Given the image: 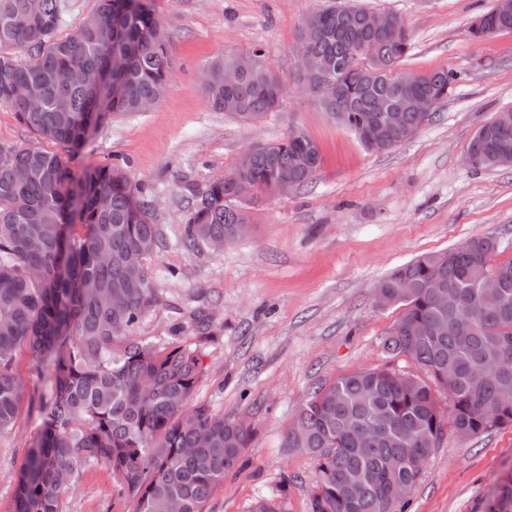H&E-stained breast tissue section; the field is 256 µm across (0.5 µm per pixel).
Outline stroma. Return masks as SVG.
I'll return each mask as SVG.
<instances>
[{
    "mask_svg": "<svg viewBox=\"0 0 512 512\" xmlns=\"http://www.w3.org/2000/svg\"><path fill=\"white\" fill-rule=\"evenodd\" d=\"M336 0H151L166 34L171 80L152 110L113 116L68 165L75 172L118 164L139 185L163 245L147 265L159 305L138 324L150 341L181 325L205 368L196 401L252 426L247 464L216 487L211 512H248L255 500L308 512L317 461L283 447L297 407L314 387L361 369L414 371L383 341L400 315L377 309L373 291L415 257L481 236L512 258V167L475 169L463 160L472 135L512 109V31L478 39L471 23L495 0H352L400 18L411 50L400 67L458 75L415 136L384 153L318 106L297 65L305 20ZM257 50L283 87L280 105L245 123L213 111L200 74L220 54ZM317 144L322 164L303 188L243 201L246 237L223 250L186 248L184 186L233 171L253 142L290 129ZM212 316L198 335L192 316ZM16 374L24 397L13 431L0 437V512H11L17 478L39 433L46 380L28 356ZM512 473V426L463 438L445 430L403 512H486L499 479ZM289 485H282V477ZM110 473L84 471L63 512H130Z\"/></svg>",
    "mask_w": 512,
    "mask_h": 512,
    "instance_id": "1",
    "label": "stroma"
}]
</instances>
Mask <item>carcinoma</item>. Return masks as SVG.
<instances>
[{
  "mask_svg": "<svg viewBox=\"0 0 512 512\" xmlns=\"http://www.w3.org/2000/svg\"><path fill=\"white\" fill-rule=\"evenodd\" d=\"M62 0H0V107L35 136L28 145L0 143V435L17 420L23 389L15 373L28 354L48 382L40 430L16 483L13 512H63L66 490L91 466H103L133 512H208L214 489L239 469L252 439L244 420L194 400L204 368L197 350L169 339L135 336L158 303L145 260L161 246L140 187L119 165L75 173L64 157L78 154L112 115L158 102L169 81L163 28L149 0H98L83 24L56 36ZM368 9L338 4L312 18L300 46L329 66L331 91L310 85L329 115L353 114L363 146L379 114L404 108L405 124L421 115L399 95V63L411 43L398 33L375 39L377 60L354 55L372 40ZM471 28L512 31V13L492 7ZM203 86L211 109L254 120L279 106L277 76L256 59L240 72L236 56L213 59ZM80 71H103L90 86ZM456 80L446 70L420 74L416 93L443 100ZM485 157L512 164V111H501L471 137ZM320 150L304 131H291L254 154L249 180L265 191L286 172L297 186L320 168ZM30 176L16 180L20 170ZM184 244L193 249L247 229L233 182L188 185ZM497 240L481 236L425 253L379 284L383 308L402 310L384 350L408 356L425 374L387 368L358 370L316 388L297 409L286 447L318 460L309 512H396V487L412 489L449 423L472 438L512 426V258L489 264ZM495 288V298L485 289ZM450 400L443 417L434 392ZM374 432L370 445L363 432ZM487 512H512V473L503 477Z\"/></svg>",
  "mask_w": 512,
  "mask_h": 512,
  "instance_id": "1",
  "label": "carcinoma"
}]
</instances>
